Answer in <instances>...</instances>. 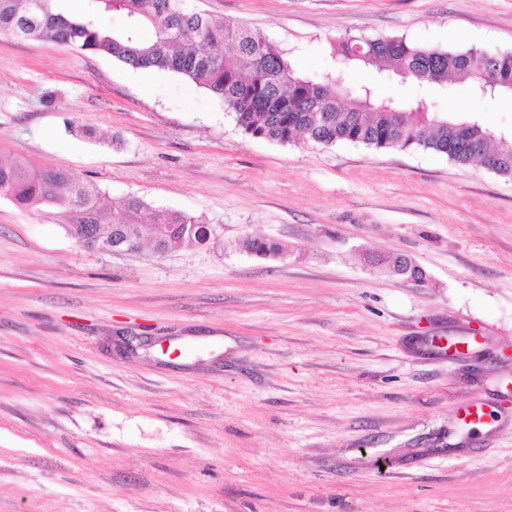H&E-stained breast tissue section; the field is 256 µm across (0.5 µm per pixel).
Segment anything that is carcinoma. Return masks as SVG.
<instances>
[{
    "label": "carcinoma",
    "mask_w": 512,
    "mask_h": 512,
    "mask_svg": "<svg viewBox=\"0 0 512 512\" xmlns=\"http://www.w3.org/2000/svg\"><path fill=\"white\" fill-rule=\"evenodd\" d=\"M59 2L0 0V33L75 46L133 69L177 73L220 98L238 127L256 138L287 144L301 136L322 145L423 148L460 165L475 160L471 146L480 144L495 159L493 172L512 177V137H493L476 112H441L424 96L377 101L369 86L356 87L347 79L353 65L385 61L395 64L404 83L447 92L448 82L466 81L476 97L492 99L512 93V53L350 37L333 47L334 65L328 71L307 76L261 32L189 10L185 0H90L80 18L62 12ZM113 11L123 15L124 25L108 31L101 27L100 16ZM145 29L152 31L151 38H143ZM0 197L31 207L57 206L73 237L93 224L102 247L115 251L146 241L156 252L166 253L208 241V224L194 216L164 209L140 220L138 214L147 208L142 199L130 197L112 207L96 188L69 171L35 167L21 159L0 164ZM159 225H172L174 231L158 239ZM241 247L262 256L283 255L269 240L246 238Z\"/></svg>",
    "instance_id": "obj_1"
}]
</instances>
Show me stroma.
<instances>
[{"mask_svg": "<svg viewBox=\"0 0 512 512\" xmlns=\"http://www.w3.org/2000/svg\"><path fill=\"white\" fill-rule=\"evenodd\" d=\"M186 5L308 74L343 37L512 52V0ZM436 102L512 134L511 96L457 84ZM15 158L212 236L87 251L58 208L0 198V512H512L511 178L421 148L253 138L179 74L34 39L0 41ZM395 254L424 282L370 263ZM472 335L447 359L429 343ZM476 401L478 430L458 418Z\"/></svg>", "mask_w": 512, "mask_h": 512, "instance_id": "1", "label": "stroma"}]
</instances>
